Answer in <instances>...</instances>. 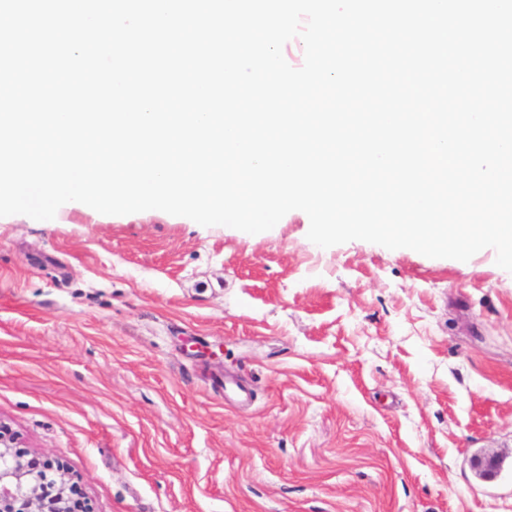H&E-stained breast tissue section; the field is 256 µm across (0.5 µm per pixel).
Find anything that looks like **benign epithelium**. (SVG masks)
<instances>
[{"mask_svg":"<svg viewBox=\"0 0 512 512\" xmlns=\"http://www.w3.org/2000/svg\"><path fill=\"white\" fill-rule=\"evenodd\" d=\"M17 435L0 423V512H91L78 482L56 456L16 451ZM482 478L494 477L497 457L471 461Z\"/></svg>","mask_w":512,"mask_h":512,"instance_id":"obj_1","label":"benign epithelium"}]
</instances>
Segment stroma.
<instances>
[{"label": "stroma", "mask_w": 512, "mask_h": 512, "mask_svg": "<svg viewBox=\"0 0 512 512\" xmlns=\"http://www.w3.org/2000/svg\"><path fill=\"white\" fill-rule=\"evenodd\" d=\"M309 226L0 223V422L93 512H512V272Z\"/></svg>", "instance_id": "35a3bbf8"}]
</instances>
